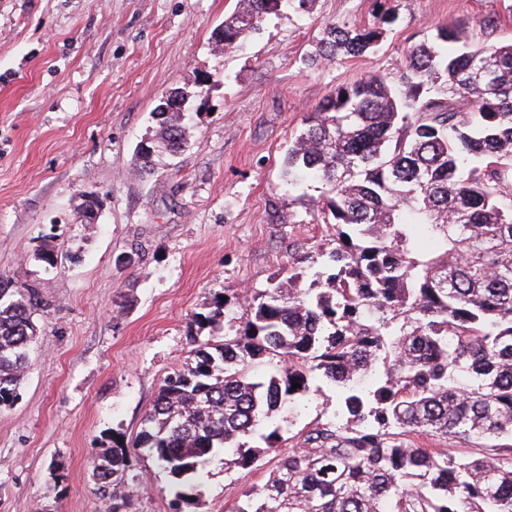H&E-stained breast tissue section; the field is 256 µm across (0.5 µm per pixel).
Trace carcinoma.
I'll list each match as a JSON object with an SVG mask.
<instances>
[{
	"label": "carcinoma",
	"instance_id": "carcinoma-1",
	"mask_svg": "<svg viewBox=\"0 0 512 512\" xmlns=\"http://www.w3.org/2000/svg\"><path fill=\"white\" fill-rule=\"evenodd\" d=\"M309 0H237L219 41L236 48L266 16ZM372 27L325 26L312 62L372 52L398 18L381 0ZM405 92L373 77L337 87L288 146L290 181L328 187L336 238L303 271L254 290L242 329L193 338L191 357L158 389L133 443L95 466L106 489L142 448L175 501L205 457L232 450L252 466L280 438L279 408L319 375L341 392L347 422L285 458L234 512H512V42L473 46L447 26L410 50ZM140 169L186 144L167 97ZM34 293L0 303V406L16 397L36 337ZM275 361L255 380L251 367ZM300 387L294 389L292 384ZM449 444L428 448L410 436ZM479 439L463 456L450 446Z\"/></svg>",
	"mask_w": 512,
	"mask_h": 512
}]
</instances>
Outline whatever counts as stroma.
Returning <instances> with one entry per match:
<instances>
[{"label": "stroma", "instance_id": "1", "mask_svg": "<svg viewBox=\"0 0 512 512\" xmlns=\"http://www.w3.org/2000/svg\"><path fill=\"white\" fill-rule=\"evenodd\" d=\"M235 6L0 0V299L33 289L38 327L18 395L0 407V512H175L147 453L132 450L128 477L104 490L95 466L113 434L132 441L193 337L229 332L245 293L334 237L324 185L283 175L306 118L337 85L399 84L408 51L437 27L512 41V0H400L373 53L313 66L325 25L374 24L379 0L269 15L228 54L215 33ZM177 88L187 145L139 173L153 110ZM220 299L226 318L199 325ZM339 409L336 386L313 378L276 414V450L248 468L207 457L186 512H232Z\"/></svg>", "mask_w": 512, "mask_h": 512}]
</instances>
